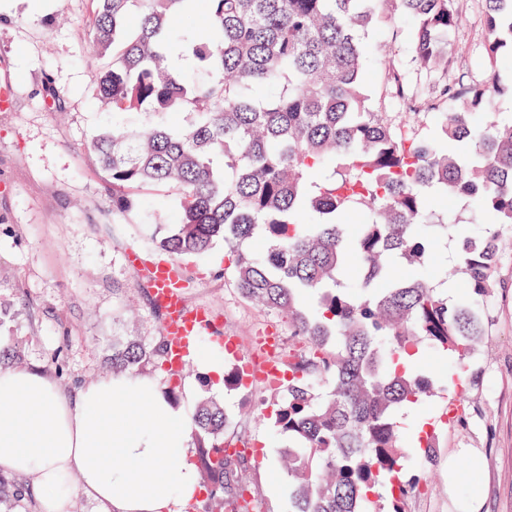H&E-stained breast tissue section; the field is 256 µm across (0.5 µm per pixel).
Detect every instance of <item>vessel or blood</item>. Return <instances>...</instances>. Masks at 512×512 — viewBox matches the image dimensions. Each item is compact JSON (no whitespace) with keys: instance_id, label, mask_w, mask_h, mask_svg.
<instances>
[{"instance_id":"1","label":"vessel or blood","mask_w":512,"mask_h":512,"mask_svg":"<svg viewBox=\"0 0 512 512\" xmlns=\"http://www.w3.org/2000/svg\"><path fill=\"white\" fill-rule=\"evenodd\" d=\"M152 292L166 307L170 318L165 326L171 342L174 365H183L195 340L212 327V320L201 311L187 310L183 304V275L180 267L170 261L153 264L149 271Z\"/></svg>"}]
</instances>
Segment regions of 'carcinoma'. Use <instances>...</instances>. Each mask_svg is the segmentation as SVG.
<instances>
[{"mask_svg":"<svg viewBox=\"0 0 512 512\" xmlns=\"http://www.w3.org/2000/svg\"><path fill=\"white\" fill-rule=\"evenodd\" d=\"M94 72L111 118L91 142L112 185V214L135 225L161 256L200 257L224 242L241 296L279 314L296 348L272 389L273 427L294 512H369L386 490L406 512L421 479L404 467L403 408L440 391L467 399L473 359L489 334L500 242L512 236V119L488 109L512 94V0H484L490 62L475 87L439 81L427 100L394 63L383 78L427 137L395 129L364 86L372 34L402 18L416 70L448 63L453 0H94ZM204 8L187 31L205 77L188 82L171 61L170 23ZM462 102L448 110V100ZM177 189L174 220L159 222L142 191ZM468 200L478 220L450 205ZM362 216L358 224L346 214ZM262 236L263 254L242 244ZM451 272L432 280V249ZM458 279L455 298L437 288ZM446 353L441 382L418 357ZM167 339L146 346L112 337V372L167 363ZM196 462L202 512H258L248 461L235 451L224 408L199 402ZM414 440L426 463L436 438Z\"/></svg>","mask_w":512,"mask_h":512,"instance_id":"cac0c4a2","label":"carcinoma"}]
</instances>
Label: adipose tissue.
<instances>
[{"mask_svg":"<svg viewBox=\"0 0 512 512\" xmlns=\"http://www.w3.org/2000/svg\"><path fill=\"white\" fill-rule=\"evenodd\" d=\"M192 422L156 376L113 373L62 393L46 376L0 365V470L24 473L41 489V512H70L74 496L101 512H173L199 496ZM469 473L448 461L455 512H481L469 474L483 464L466 448Z\"/></svg>","mask_w":512,"mask_h":512,"instance_id":"1","label":"adipose tissue"}]
</instances>
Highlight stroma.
<instances>
[{"label": "stroma", "mask_w": 512, "mask_h": 512, "mask_svg": "<svg viewBox=\"0 0 512 512\" xmlns=\"http://www.w3.org/2000/svg\"><path fill=\"white\" fill-rule=\"evenodd\" d=\"M92 0H0V84L15 100L0 112V342L15 346L19 364L75 394L111 372L112 339L151 341L164 317L152 303L149 266L157 256L137 228L112 216V191L88 144L105 109L91 77ZM457 27L448 66L438 75L399 59L418 94L435 79L473 86L487 75L483 0H454ZM139 265H130L129 254ZM186 308L208 310L221 334L236 337L244 359L256 338L273 329L291 347L288 325L277 314L243 299L224 271V246L196 261H181ZM491 298L492 325L477 361L479 380L468 393V412L448 424L447 399L436 396L398 417L401 430L432 423L435 459L406 461L422 475L423 490L407 512H448V458L460 448L485 456L472 474L483 490L482 512H512V245L503 244ZM235 418L237 448L251 466V489L262 512H291L288 482L278 469L282 437L270 415L273 395L261 385L219 397Z\"/></svg>", "instance_id": "stroma-1"}]
</instances>
